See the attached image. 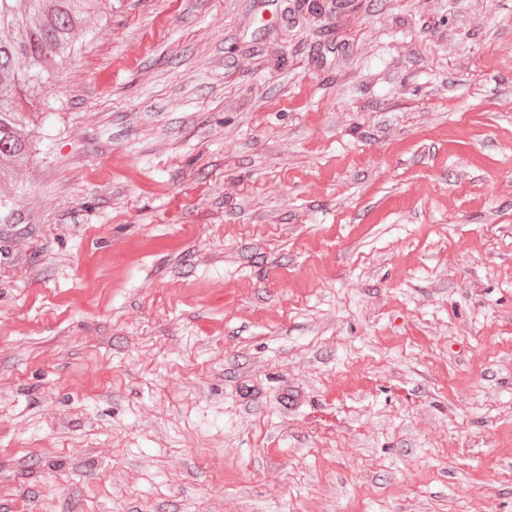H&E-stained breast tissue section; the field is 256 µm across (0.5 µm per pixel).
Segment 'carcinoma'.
<instances>
[{
  "instance_id": "1",
  "label": "carcinoma",
  "mask_w": 512,
  "mask_h": 512,
  "mask_svg": "<svg viewBox=\"0 0 512 512\" xmlns=\"http://www.w3.org/2000/svg\"><path fill=\"white\" fill-rule=\"evenodd\" d=\"M104 8L103 0H0V182L35 156V106L78 52V32Z\"/></svg>"
}]
</instances>
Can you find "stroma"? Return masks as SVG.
I'll use <instances>...</instances> for the list:
<instances>
[{"label": "stroma", "mask_w": 512, "mask_h": 512, "mask_svg": "<svg viewBox=\"0 0 512 512\" xmlns=\"http://www.w3.org/2000/svg\"><path fill=\"white\" fill-rule=\"evenodd\" d=\"M80 43L0 187V512H512V0Z\"/></svg>", "instance_id": "stroma-1"}]
</instances>
